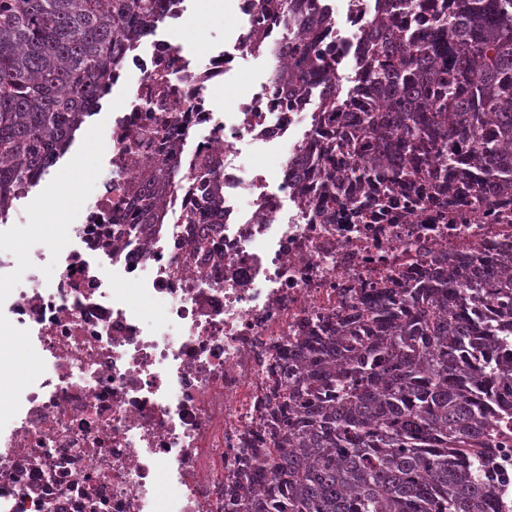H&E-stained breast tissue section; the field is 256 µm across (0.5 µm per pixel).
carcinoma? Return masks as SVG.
I'll return each mask as SVG.
<instances>
[{"mask_svg": "<svg viewBox=\"0 0 512 512\" xmlns=\"http://www.w3.org/2000/svg\"><path fill=\"white\" fill-rule=\"evenodd\" d=\"M367 22L365 79L386 100L376 112L328 90L321 112H360L368 155L346 177L385 189L417 176L460 184L512 182V0H446L424 38L392 14L431 0H382ZM156 0H0V219L62 154L90 102L160 23ZM272 75L286 90L335 69L309 34L273 48ZM463 136L469 154H456ZM219 158L203 156L202 200L222 201ZM180 173L164 164L137 185L142 223ZM462 295L412 289L422 309L406 320L371 311L375 341L353 347L339 333L314 348L288 388V434L272 437L255 488L224 492L225 512H506L512 451V271L442 269ZM499 308L489 322L484 301Z\"/></svg>", "mask_w": 512, "mask_h": 512, "instance_id": "obj_1", "label": "carcinoma"}]
</instances>
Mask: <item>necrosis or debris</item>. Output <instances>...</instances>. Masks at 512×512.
I'll use <instances>...</instances> for the list:
<instances>
[{
  "label": "necrosis or debris",
  "mask_w": 512,
  "mask_h": 512,
  "mask_svg": "<svg viewBox=\"0 0 512 512\" xmlns=\"http://www.w3.org/2000/svg\"><path fill=\"white\" fill-rule=\"evenodd\" d=\"M255 12L237 0L232 50L201 61L156 33L127 52L112 74L109 178L48 253L17 251L0 225V338L26 337L34 355L0 400V512H224L278 432L282 369L313 340L346 325L369 342L367 311L385 297L443 265L497 272L512 255V184L326 191V146L362 138L356 118L269 81L221 111L212 89L258 54ZM373 12L374 0H334L314 35L349 63L353 99L378 107L361 80ZM255 143L286 144L275 175L241 163ZM207 153L221 158L216 208L192 177ZM171 158L181 179L162 223L132 234L134 187Z\"/></svg>",
  "instance_id": "4bbe7bcc"
}]
</instances>
